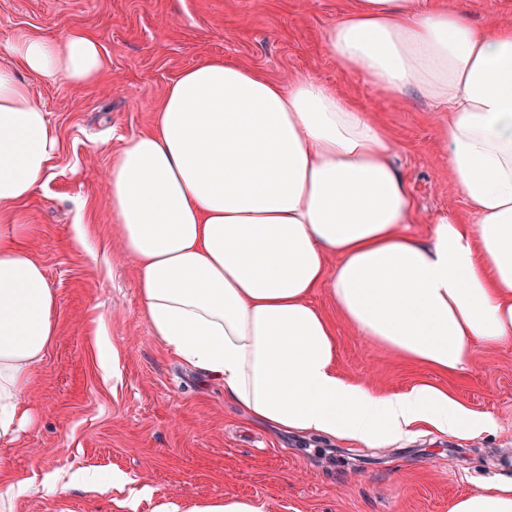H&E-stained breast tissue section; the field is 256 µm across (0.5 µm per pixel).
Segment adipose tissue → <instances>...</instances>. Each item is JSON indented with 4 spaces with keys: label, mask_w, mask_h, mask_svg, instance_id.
Instances as JSON below:
<instances>
[{
    "label": "adipose tissue",
    "mask_w": 512,
    "mask_h": 512,
    "mask_svg": "<svg viewBox=\"0 0 512 512\" xmlns=\"http://www.w3.org/2000/svg\"><path fill=\"white\" fill-rule=\"evenodd\" d=\"M330 56L447 112L448 171L476 221L440 214L409 234L408 180L369 113L328 84L273 83L213 60L170 84L149 131L123 138L107 206L153 336L224 384L271 428L384 447L429 425L484 427L429 384L381 395L336 370V333L312 294L328 285L360 335L452 373L472 344L512 341V28L478 26L421 0H357L327 34ZM24 71L95 81L107 56L81 31L24 35ZM61 142L26 82L0 69V215L29 200ZM0 224V444L31 422L34 375L57 334L58 297ZM450 512H512V479Z\"/></svg>",
    "instance_id": "1"
}]
</instances>
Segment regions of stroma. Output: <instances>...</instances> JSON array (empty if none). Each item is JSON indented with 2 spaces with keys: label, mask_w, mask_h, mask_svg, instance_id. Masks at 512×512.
I'll return each mask as SVG.
<instances>
[{
  "label": "stroma",
  "mask_w": 512,
  "mask_h": 512,
  "mask_svg": "<svg viewBox=\"0 0 512 512\" xmlns=\"http://www.w3.org/2000/svg\"><path fill=\"white\" fill-rule=\"evenodd\" d=\"M355 0H0V67L20 70L6 47L23 34L98 37L108 66L75 85L22 73L61 141L52 176L10 223L47 269L58 296V335L35 372V422L0 447L6 473L39 490L16 512H183L230 492L266 512H450L504 476L512 456V344L473 347L464 369L443 374L359 335L331 304L336 366L377 393L432 384L491 424L476 432L420 429L373 448L283 434L249 422L223 383L189 367L152 335L135 285V258L106 204L123 137L148 131L169 85L188 68L223 59L281 85L303 75L369 112L414 201L409 232L427 239L433 216L473 222L448 180L441 131L448 115L415 91L381 92L328 54L329 28ZM84 228V245L74 241Z\"/></svg>",
  "instance_id": "obj_1"
}]
</instances>
